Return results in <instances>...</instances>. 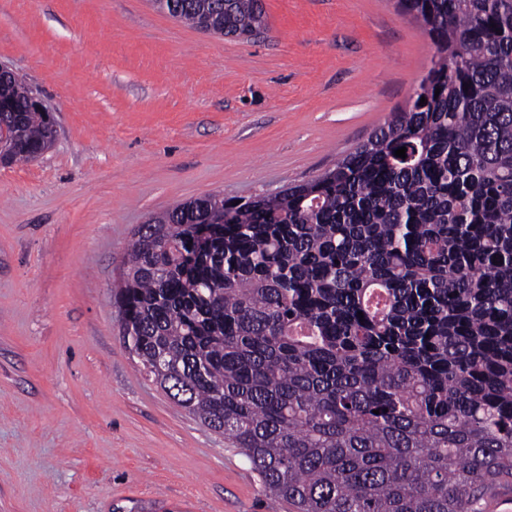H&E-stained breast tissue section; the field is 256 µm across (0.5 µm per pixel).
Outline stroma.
<instances>
[{
    "label": "stroma",
    "instance_id": "obj_1",
    "mask_svg": "<svg viewBox=\"0 0 512 512\" xmlns=\"http://www.w3.org/2000/svg\"><path fill=\"white\" fill-rule=\"evenodd\" d=\"M222 37L153 0H0V62L52 109L0 166V512H288L128 349L135 228L309 181L404 106L431 42L394 0H261Z\"/></svg>",
    "mask_w": 512,
    "mask_h": 512
}]
</instances>
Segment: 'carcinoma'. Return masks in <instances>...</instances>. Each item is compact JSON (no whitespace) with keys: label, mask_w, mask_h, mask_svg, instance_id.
<instances>
[{"label":"carcinoma","mask_w":512,"mask_h":512,"mask_svg":"<svg viewBox=\"0 0 512 512\" xmlns=\"http://www.w3.org/2000/svg\"><path fill=\"white\" fill-rule=\"evenodd\" d=\"M396 6L434 48L404 108L310 181L151 217L115 294L143 369L294 512H490L512 492V0ZM177 19L265 29L260 0ZM25 87L0 78L13 163L53 139Z\"/></svg>","instance_id":"1"}]
</instances>
